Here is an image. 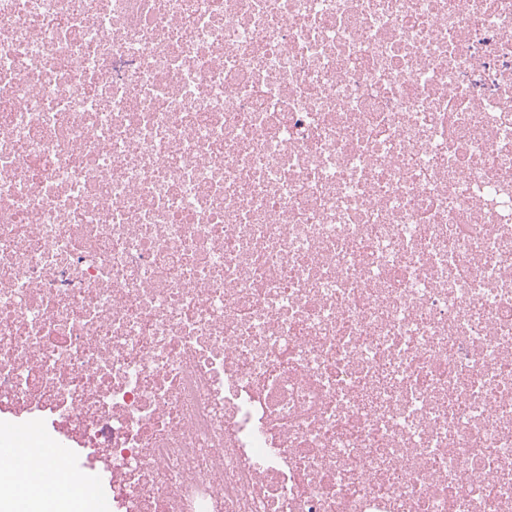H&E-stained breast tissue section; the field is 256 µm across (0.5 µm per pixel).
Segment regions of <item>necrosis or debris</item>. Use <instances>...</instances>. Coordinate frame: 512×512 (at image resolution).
<instances>
[{
  "mask_svg": "<svg viewBox=\"0 0 512 512\" xmlns=\"http://www.w3.org/2000/svg\"><path fill=\"white\" fill-rule=\"evenodd\" d=\"M107 512H512V0H0V415Z\"/></svg>",
  "mask_w": 512,
  "mask_h": 512,
  "instance_id": "1",
  "label": "necrosis or debris"
}]
</instances>
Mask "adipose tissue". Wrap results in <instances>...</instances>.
<instances>
[{
    "instance_id": "1",
    "label": "adipose tissue",
    "mask_w": 512,
    "mask_h": 512,
    "mask_svg": "<svg viewBox=\"0 0 512 512\" xmlns=\"http://www.w3.org/2000/svg\"><path fill=\"white\" fill-rule=\"evenodd\" d=\"M17 452L32 458L36 471L53 470L55 480L49 486L38 480L24 486L21 499L7 498L0 502V512H89L91 490L72 492L68 473L52 457L33 446H19Z\"/></svg>"
}]
</instances>
